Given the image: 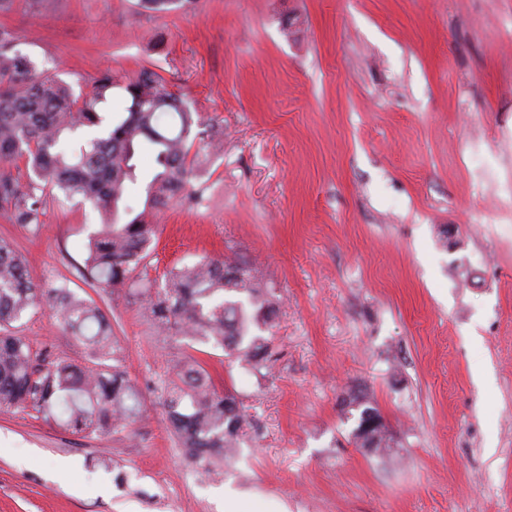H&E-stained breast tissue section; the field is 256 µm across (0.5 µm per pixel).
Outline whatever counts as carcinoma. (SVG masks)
Here are the masks:
<instances>
[{
  "mask_svg": "<svg viewBox=\"0 0 512 512\" xmlns=\"http://www.w3.org/2000/svg\"><path fill=\"white\" fill-rule=\"evenodd\" d=\"M143 10L165 13L196 0H139ZM116 88L129 101L122 116L103 123L102 107ZM217 147L214 124L201 121L188 103L151 69L135 77L102 71L86 94L75 95L56 75L37 69L0 32V209L12 223L40 230L45 198L61 194L91 204L102 224L88 240L83 279L90 286L127 287L164 339L183 338L222 349L259 375L269 356L262 333L278 309L274 289L247 262L204 257L171 270L164 285H143L135 272L156 234L150 216L174 200L204 205L203 190L187 191L208 158L191 153L196 141ZM151 159L145 208L124 224L120 207L137 180V161ZM21 161L25 178L13 171ZM45 306L85 350L89 364L36 348L14 323ZM112 324L92 298H80L70 280L34 282L25 257L0 237V413L51 414L66 431L84 438L124 431L138 413L136 387L121 370ZM115 364L109 365L107 361ZM161 394L167 421L188 462L202 475L224 466L246 423L237 393L218 390L205 363L187 355L173 366ZM360 411L352 442L384 456L392 432L365 395L349 401Z\"/></svg>",
  "mask_w": 512,
  "mask_h": 512,
  "instance_id": "carcinoma-1",
  "label": "carcinoma"
}]
</instances>
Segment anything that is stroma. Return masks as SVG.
Here are the masks:
<instances>
[{
    "mask_svg": "<svg viewBox=\"0 0 512 512\" xmlns=\"http://www.w3.org/2000/svg\"><path fill=\"white\" fill-rule=\"evenodd\" d=\"M31 0L0 29L38 70L86 91L98 72L156 71L221 125L224 153L172 204L143 282L200 257L253 262L281 299L267 376L223 350L157 341L138 301L80 272L101 219L47 198L39 233L0 213L34 282L69 279L112 322L141 413L89 439L0 414V512H512V0ZM79 360L49 312L21 327ZM208 364L249 416L218 481L185 462L160 385ZM367 393L396 445L351 441Z\"/></svg>",
    "mask_w": 512,
    "mask_h": 512,
    "instance_id": "obj_1",
    "label": "stroma"
}]
</instances>
